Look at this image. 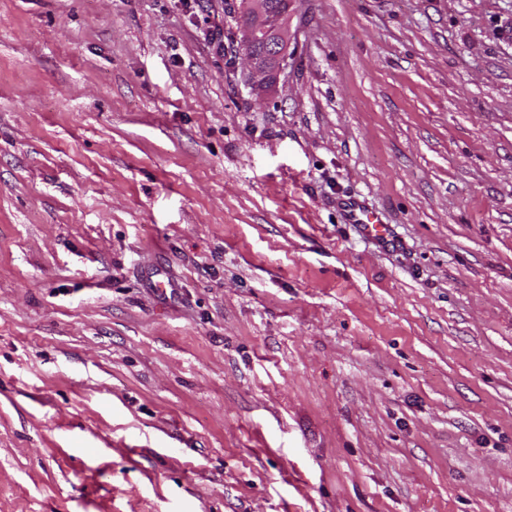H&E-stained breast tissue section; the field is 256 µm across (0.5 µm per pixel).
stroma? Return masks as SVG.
Masks as SVG:
<instances>
[{
	"label": "stroma",
	"mask_w": 512,
	"mask_h": 512,
	"mask_svg": "<svg viewBox=\"0 0 512 512\" xmlns=\"http://www.w3.org/2000/svg\"><path fill=\"white\" fill-rule=\"evenodd\" d=\"M241 14L0 0V512H512V0ZM268 0H245V10L253 17L257 18V23L254 27L245 28V39L242 43L241 55L251 72L256 87L261 84H266L269 80L270 73L265 67L261 59L253 52L254 44L262 43L263 54L268 57H273L279 62L283 53L284 47L288 45V32L287 30L280 31L272 35L268 32L266 25H260L267 15ZM347 212L348 223L357 224L364 236L376 241H388L390 233L387 224H380L373 214L358 202L349 203Z\"/></svg>",
	"instance_id": "1"
}]
</instances>
